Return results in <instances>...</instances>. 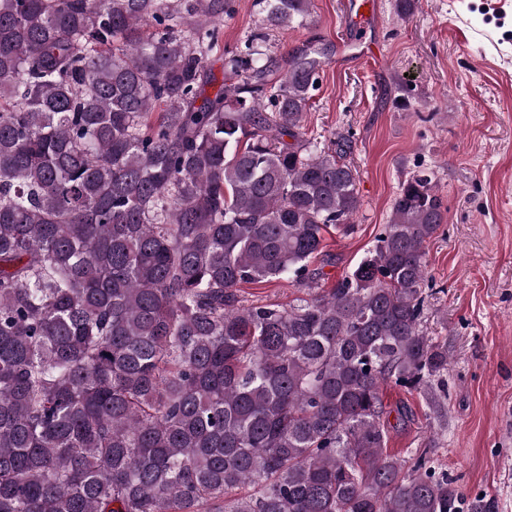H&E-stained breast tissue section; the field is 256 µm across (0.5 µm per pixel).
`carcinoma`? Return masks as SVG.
Here are the masks:
<instances>
[{
  "instance_id": "carcinoma-1",
  "label": "carcinoma",
  "mask_w": 512,
  "mask_h": 512,
  "mask_svg": "<svg viewBox=\"0 0 512 512\" xmlns=\"http://www.w3.org/2000/svg\"><path fill=\"white\" fill-rule=\"evenodd\" d=\"M254 4L273 31L312 0ZM233 11L0 0V512H497L383 453L384 385L447 393L431 175L319 287L361 206L347 144L303 132L334 47L250 42L218 83ZM273 280L306 296L242 294Z\"/></svg>"
}]
</instances>
